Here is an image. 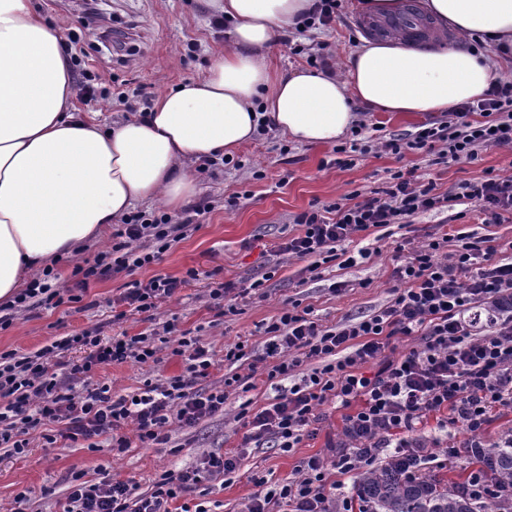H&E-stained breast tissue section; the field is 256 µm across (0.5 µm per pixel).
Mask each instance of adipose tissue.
<instances>
[{"mask_svg":"<svg viewBox=\"0 0 512 512\" xmlns=\"http://www.w3.org/2000/svg\"><path fill=\"white\" fill-rule=\"evenodd\" d=\"M232 27L206 74L115 127L74 109L73 66L31 0H0V303L52 259L102 238L141 201L179 210L197 190L184 160L233 155L267 116L293 140L336 144L361 102L385 112H450L496 77L483 53L364 42L344 77L276 72L265 49L313 0H216ZM432 22L512 53V0H422Z\"/></svg>","mask_w":512,"mask_h":512,"instance_id":"adipose-tissue-1","label":"adipose tissue"}]
</instances>
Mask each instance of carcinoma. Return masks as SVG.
<instances>
[{"label": "carcinoma", "instance_id": "carcinoma-1", "mask_svg": "<svg viewBox=\"0 0 512 512\" xmlns=\"http://www.w3.org/2000/svg\"><path fill=\"white\" fill-rule=\"evenodd\" d=\"M491 496L465 493V481L440 472L407 475L408 459L389 457L359 471L354 504L361 512H512V427L477 460Z\"/></svg>", "mask_w": 512, "mask_h": 512}]
</instances>
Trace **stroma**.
Instances as JSON below:
<instances>
[{
	"instance_id": "obj_1",
	"label": "stroma",
	"mask_w": 512,
	"mask_h": 512,
	"mask_svg": "<svg viewBox=\"0 0 512 512\" xmlns=\"http://www.w3.org/2000/svg\"><path fill=\"white\" fill-rule=\"evenodd\" d=\"M46 19L61 26L63 38H77L85 55V67L98 75L99 87L141 89L148 99L156 97L186 80L205 74L212 56L226 50L224 34L214 32L208 22L212 8L208 0H32ZM360 0H343L342 17L326 30L297 33L283 31L267 50L277 70L286 71L306 65L305 55H296L292 45L307 47L329 43L331 64L343 72L347 57L357 46L349 39L363 13ZM429 113L369 111L364 116L363 137L383 135L407 137L432 121ZM331 147L303 144L280 132L258 135L239 155L251 160L264 173L252 179L249 173L222 167L197 177L198 192L191 205L209 201L213 209L197 229L174 243L160 260L132 272L122 271L91 283L81 302L56 309L18 311L8 328L0 330V353L16 350L30 353L52 340L98 325L103 335L122 332L135 335L162 327L169 320L178 328L201 336L216 352L225 345L247 342L248 354L242 360L226 362L213 370L208 385L223 386L228 374H248L256 356L261 355L264 338L261 327L277 316L287 299L312 306L321 323L334 326L371 314L392 298V240L406 237L422 242L437 234H449V249H456L460 232L494 237L497 243L512 242V221L486 224L477 209L466 217L452 220L450 212H428L415 217L413 224L395 229L393 235L379 236L377 231L360 232L354 242L373 244L375 255L364 264L345 267L332 261L321 265L318 276L306 272V260L276 255L275 246L294 234L293 215L311 204H327L341 195L368 192L388 171L414 170L422 180L437 183L440 191L456 190L461 182L483 176L492 169L512 174V148H491L480 153L477 161L430 164L426 155L405 153L369 154L357 157L353 166L328 165ZM235 192L245 196L238 209L224 208V198ZM204 272L219 270L221 278L238 280L266 275L261 292L239 300V312L216 316L208 296V281L200 279L183 287L172 299L162 303L153 319L130 312L121 321L112 319V301L128 284L156 275L184 276L188 269ZM346 283L342 293H334V283ZM160 363L144 371L126 363L100 369L97 378L111 384L115 394H128L142 387L146 379H162L183 372L182 357L173 355L171 345H162ZM272 395L270 386L250 391L233 390L224 403V411L200 421L188 429L172 428L166 445L148 446L132 441L125 452L112 451L109 444L91 450L79 446L50 447L39 433L29 435L25 454L11 455L0 447V512H55V502L66 493L71 473H85L97 479L100 470L110 476L129 480L139 492H147L152 480L162 472L194 462L204 452H230L240 444L244 430L237 415L244 401L253 408L266 405ZM324 420L315 437L304 439L299 448L285 453L263 445L249 449L230 480L216 478L203 482L202 493L188 496V505L205 503L209 512H244L256 487L254 476L277 482L291 477L297 462L311 455H327L328 439L341 432L340 414L333 402L318 408ZM31 495L24 504H16L23 490Z\"/></svg>"
}]
</instances>
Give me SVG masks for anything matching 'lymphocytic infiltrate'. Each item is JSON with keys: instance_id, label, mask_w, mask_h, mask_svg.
I'll use <instances>...</instances> for the list:
<instances>
[{"instance_id": "f902f5d3", "label": "lymphocytic infiltrate", "mask_w": 512, "mask_h": 512, "mask_svg": "<svg viewBox=\"0 0 512 512\" xmlns=\"http://www.w3.org/2000/svg\"><path fill=\"white\" fill-rule=\"evenodd\" d=\"M511 145L512 80L498 79L482 99L460 105L447 119L424 124L412 139L338 145L335 163L351 166L355 154L375 147L394 155L421 152L440 164L448 159L472 162L481 150ZM455 200L477 204L487 223H500L512 215V176L489 171L462 183L452 196L438 192L435 182L421 183L412 173L394 171L365 198L352 192L294 215L300 231L282 240L277 252L310 259L314 271L320 263L339 258L353 267L373 254L363 246L342 256L344 243L354 234L407 226L415 216L446 209ZM210 210V204L198 205L178 221L165 213L133 212L116 232L111 262L74 266L73 293L54 289L48 277L38 275L15 304L31 311L80 302L91 282L157 261ZM458 240L451 253L444 235L422 246L407 238L396 242L392 299L358 321L326 327L311 307L288 302L264 328L262 373L275 394L256 412L241 409L245 432L237 452L201 454L194 464L164 471L145 494L127 481L91 482L83 473H72L64 498L57 502L58 512H170V503L194 492L203 480L234 473L251 446L270 442L288 452L316 435L317 408L329 400L347 410L336 448L329 457L300 460L283 482L255 478L247 512H336L337 506H350L351 499L332 473L351 476L383 457L415 458L418 473L438 456L451 464L464 456L477 458L490 446L486 427L493 415L512 412V244L495 245L489 237L465 232ZM198 278V270L191 268L180 278L159 275L132 282L117 300L115 317L123 319L128 309L153 311ZM480 317L486 320L482 335L474 330ZM174 332L179 338L173 353L184 358V372L157 382L145 380L139 392L118 397L110 384L95 381L97 370L124 363L154 368L159 362L154 334L105 336L93 327L32 353H1L0 447L24 454L28 435L41 429L51 445L82 442L95 450L103 437L122 452L129 446L122 432L129 423L141 443L164 445L170 428H190L223 412L230 389H254V382L237 374L225 377L223 387L207 386L217 364L214 350L190 331L179 333L174 324L163 325V335ZM411 337L418 339V346L390 355L394 340ZM77 348L83 357L66 360V353ZM307 362L311 370L303 373L301 383H293ZM370 362L379 369L367 377L359 368ZM432 416L439 430L463 428L468 434L464 448L431 452L419 431Z\"/></svg>"}]
</instances>
